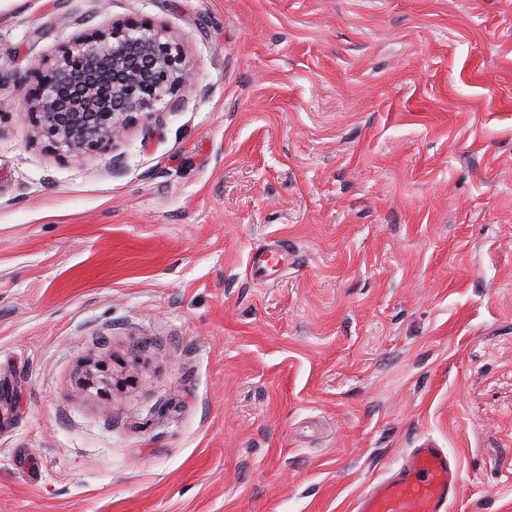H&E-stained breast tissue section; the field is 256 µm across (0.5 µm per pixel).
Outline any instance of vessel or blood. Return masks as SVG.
<instances>
[{
	"mask_svg": "<svg viewBox=\"0 0 512 512\" xmlns=\"http://www.w3.org/2000/svg\"><path fill=\"white\" fill-rule=\"evenodd\" d=\"M288 243L277 240L251 259L253 277L275 275ZM460 493L459 460L431 446L413 448L398 468L352 499L351 512H450Z\"/></svg>",
	"mask_w": 512,
	"mask_h": 512,
	"instance_id": "vessel-or-blood-1",
	"label": "vessel or blood"
}]
</instances>
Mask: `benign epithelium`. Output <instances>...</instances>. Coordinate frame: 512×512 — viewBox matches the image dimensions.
Listing matches in <instances>:
<instances>
[{
  "label": "benign epithelium",
  "instance_id": "obj_1",
  "mask_svg": "<svg viewBox=\"0 0 512 512\" xmlns=\"http://www.w3.org/2000/svg\"><path fill=\"white\" fill-rule=\"evenodd\" d=\"M35 78L19 113L76 161L112 148L137 117L157 112L194 81L179 43L136 18L81 35Z\"/></svg>",
  "mask_w": 512,
  "mask_h": 512
}]
</instances>
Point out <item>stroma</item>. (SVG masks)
<instances>
[{
	"label": "stroma",
	"instance_id": "stroma-1",
	"mask_svg": "<svg viewBox=\"0 0 512 512\" xmlns=\"http://www.w3.org/2000/svg\"><path fill=\"white\" fill-rule=\"evenodd\" d=\"M127 18L197 80L74 162L18 106ZM0 110V512H349L428 441L505 512L512 0H0ZM288 255V243L277 240L269 244L262 251L255 253L251 259V275L257 279H265L278 272L280 260Z\"/></svg>",
	"mask_w": 512,
	"mask_h": 512
}]
</instances>
